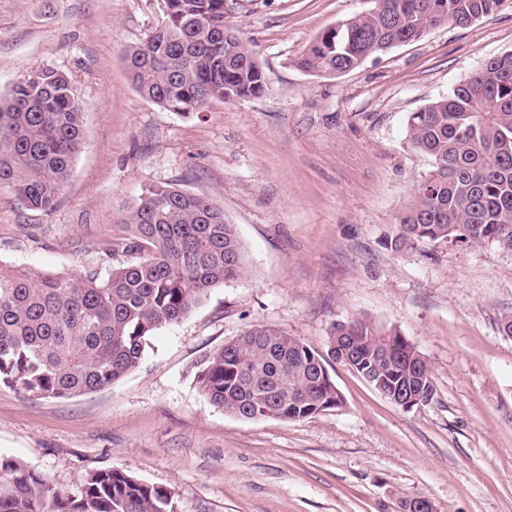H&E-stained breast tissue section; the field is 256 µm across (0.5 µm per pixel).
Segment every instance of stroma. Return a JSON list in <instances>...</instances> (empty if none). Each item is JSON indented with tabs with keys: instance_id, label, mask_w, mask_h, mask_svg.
<instances>
[{
	"instance_id": "1",
	"label": "stroma",
	"mask_w": 512,
	"mask_h": 512,
	"mask_svg": "<svg viewBox=\"0 0 512 512\" xmlns=\"http://www.w3.org/2000/svg\"><path fill=\"white\" fill-rule=\"evenodd\" d=\"M375 0H227L268 89L182 117L143 98L125 51L165 21L161 0H0V96L27 71L66 73L85 145L50 212L0 189V264L70 276L125 261L113 242L143 188L175 184L235 224L247 262L179 323L155 331L137 368L73 398L0 386V453L54 489L119 468L174 494L177 512H512V251L387 240L432 169L410 113L512 52V0L460 27L368 57L334 77L295 61L327 27ZM363 317L410 339L435 395L406 411L334 364L340 406L244 420L215 408L194 366L244 330L271 326L327 352Z\"/></svg>"
}]
</instances>
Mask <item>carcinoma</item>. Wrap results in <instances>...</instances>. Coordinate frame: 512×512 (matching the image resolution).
Wrapping results in <instances>:
<instances>
[{
  "label": "carcinoma",
  "mask_w": 512,
  "mask_h": 512,
  "mask_svg": "<svg viewBox=\"0 0 512 512\" xmlns=\"http://www.w3.org/2000/svg\"><path fill=\"white\" fill-rule=\"evenodd\" d=\"M226 0H164L166 20L125 53L144 98L180 116L214 100L268 89L264 71L224 20ZM499 0H382L312 42L297 66L336 76L444 24L466 26ZM84 107L68 76L36 68L0 98V188L28 209H53L84 143ZM411 146L433 160L396 219L390 248L494 244L512 250V53L486 60L448 96L410 114ZM118 244L132 259L105 274L59 276L0 266V385L37 397L101 390L139 364L149 338L181 321L211 289L242 277L235 225L209 199L148 185ZM324 355L273 327H256L202 356L194 379L217 408L243 419L300 420L342 404L328 360H345L386 398L409 388L432 401L431 369L399 332L365 318L336 324ZM174 494L122 469L93 471L76 494L57 491L0 455V512H177Z\"/></svg>",
  "instance_id": "cac0c4a2"
}]
</instances>
